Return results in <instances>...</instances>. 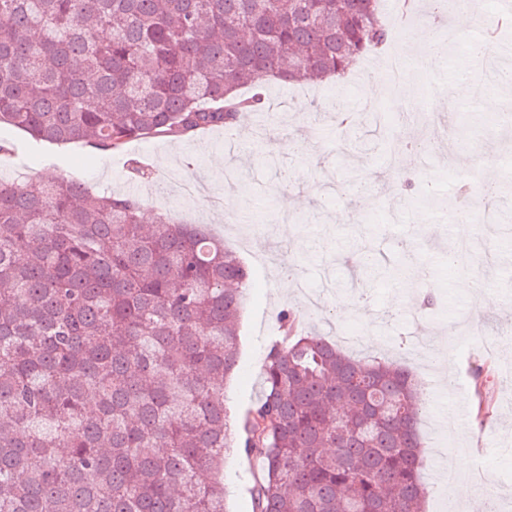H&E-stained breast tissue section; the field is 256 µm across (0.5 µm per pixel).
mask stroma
I'll list each match as a JSON object with an SVG mask.
<instances>
[{"label": "stroma", "mask_w": 512, "mask_h": 512, "mask_svg": "<svg viewBox=\"0 0 512 512\" xmlns=\"http://www.w3.org/2000/svg\"><path fill=\"white\" fill-rule=\"evenodd\" d=\"M371 63L354 69L347 80L289 85L274 82L268 90V111L246 118L243 136L227 144L223 129L214 128L192 137L170 135L131 141L123 151L100 150L86 143L57 145L34 141L26 132L0 125V176L13 175V165L24 160L30 166V182L63 178L76 180L104 193H133L147 208L163 215L207 225L213 234L233 247L250 267L252 276L247 309L240 323L239 370L224 387L230 414L250 407L260 392V372L270 346L278 338L276 315L284 308L298 311L305 331L337 341L360 337V345L342 349L359 359L393 361L411 368L416 375H429L440 390L428 393V406L420 430L425 442L422 477L427 487L426 512H482L486 503L479 494L469 499L442 492L432 474L449 468L455 457L481 463L499 512H512V385L493 384L495 415L485 430H477L470 418L460 417L456 406H471L470 359L478 349L473 335L492 340L494 348L485 359L495 371L512 367V257L497 256L490 265H478L495 305H482L463 288L458 272L449 268L443 254L455 238L452 226L424 222L421 208H403L398 195L389 193L385 169L390 160L382 142H375L368 155L355 158L368 190L350 194L337 202L315 194L322 179L343 181L336 145L340 140L337 113L372 110L379 113L397 137L424 138V127L400 123L406 93L416 90L407 82L402 93L390 94L377 80H366ZM443 120L461 129L456 145L444 147L426 164L401 161L402 173L413 180L425 179L449 187L458 173L474 166L473 154L483 151L494 164L483 175L492 179L512 155V129L487 123L478 105L460 102ZM307 142L304 153L283 150L293 139ZM274 154L293 173L284 184L269 177L258 187L253 177L266 173V154ZM191 179L207 185V193L185 200L181 181ZM232 195L241 205V216L226 217L210 207L211 195ZM314 209L318 221L284 224L278 217ZM377 225L375 246L387 257L412 256L425 273L412 288L380 281L360 291L354 288L351 263L326 266L314 254L317 242L336 246L352 238L361 223ZM287 252L297 266L296 286L283 295L282 277L270 258L274 249ZM341 283L339 301H362L363 314L339 317L336 307L309 308L305 289L319 288L324 276ZM435 293L441 308L439 319L423 318L418 329L408 321L418 302ZM259 467L255 459L228 452L224 457V485L229 512H253L252 488Z\"/></svg>", "instance_id": "1"}]
</instances>
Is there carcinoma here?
Listing matches in <instances>:
<instances>
[{
  "label": "carcinoma",
  "instance_id": "cac0c4a2",
  "mask_svg": "<svg viewBox=\"0 0 512 512\" xmlns=\"http://www.w3.org/2000/svg\"><path fill=\"white\" fill-rule=\"evenodd\" d=\"M456 4L425 0L416 16ZM390 36L382 0H0V124L113 151L233 130L270 81L343 76ZM387 143L396 163L422 148ZM508 189L462 192L480 211ZM405 190L456 210L422 182ZM141 205L0 179V512H228L231 448L262 462L255 512H423L415 374L357 360L283 310L262 395L232 421L250 271L201 226L141 223ZM367 249L365 279L416 276ZM487 371L472 372L481 426Z\"/></svg>",
  "mask_w": 512,
  "mask_h": 512
}]
</instances>
